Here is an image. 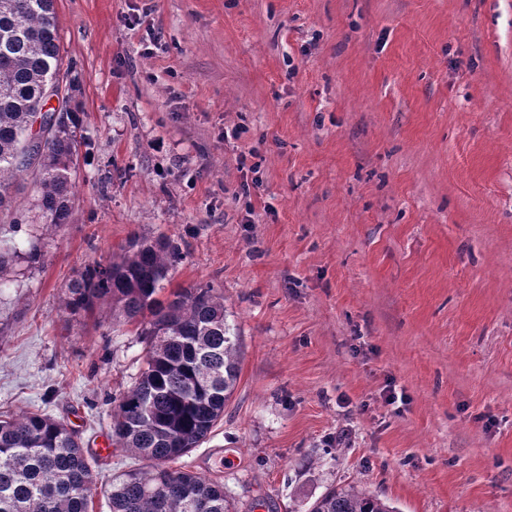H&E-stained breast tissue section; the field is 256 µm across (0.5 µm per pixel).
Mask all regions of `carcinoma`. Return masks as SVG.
<instances>
[{
    "instance_id": "obj_1",
    "label": "carcinoma",
    "mask_w": 512,
    "mask_h": 512,
    "mask_svg": "<svg viewBox=\"0 0 512 512\" xmlns=\"http://www.w3.org/2000/svg\"><path fill=\"white\" fill-rule=\"evenodd\" d=\"M56 0H0V214L10 210L15 181L32 176L43 224L70 223L80 118L69 103L75 78L63 69ZM64 70L66 93L56 120L41 128V145L27 156L46 91ZM183 259L164 239L132 238L122 253L97 263L73 283L71 314L101 305L117 310L144 337V367L117 399L112 433L119 447L153 462L112 483V512H234L224 485L172 463L197 447L224 416L239 371L237 328L224 294L213 286L166 290ZM42 250L0 251V285L18 261L35 267ZM92 466L75 430L40 411L0 419V512H88ZM310 512H393L354 486L333 488Z\"/></svg>"
}]
</instances>
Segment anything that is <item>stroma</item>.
Segmentation results:
<instances>
[{
    "label": "stroma",
    "instance_id": "obj_1",
    "mask_svg": "<svg viewBox=\"0 0 512 512\" xmlns=\"http://www.w3.org/2000/svg\"><path fill=\"white\" fill-rule=\"evenodd\" d=\"M81 118L72 215L31 178L0 247V413L40 409L113 476L132 325L64 309L135 236L240 332L224 417L179 461L237 512L355 485L397 512H512V0H57ZM400 400L387 404L389 391ZM42 250L37 245H31L27 250H19L16 247L10 251H0V286L9 281L13 266L17 261L26 262L28 266L35 267L42 260Z\"/></svg>",
    "mask_w": 512,
    "mask_h": 512
}]
</instances>
